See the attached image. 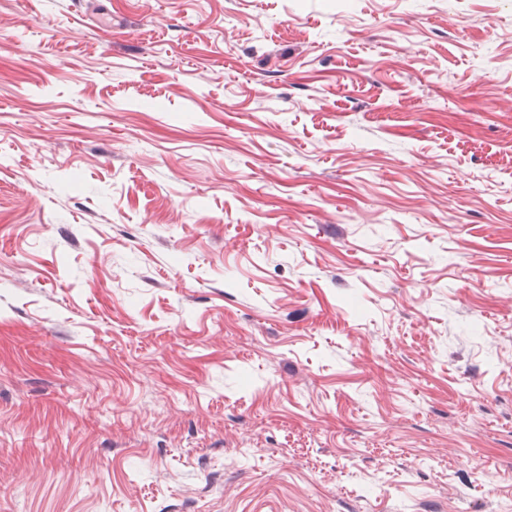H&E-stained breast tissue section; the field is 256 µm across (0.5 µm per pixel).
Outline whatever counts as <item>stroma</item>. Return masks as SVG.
<instances>
[{
	"label": "stroma",
	"instance_id": "35a3bbf8",
	"mask_svg": "<svg viewBox=\"0 0 512 512\" xmlns=\"http://www.w3.org/2000/svg\"><path fill=\"white\" fill-rule=\"evenodd\" d=\"M462 487L512 505V0H0V512Z\"/></svg>",
	"mask_w": 512,
	"mask_h": 512
}]
</instances>
